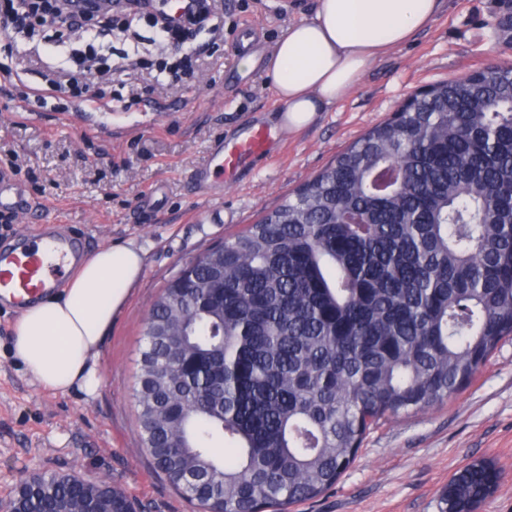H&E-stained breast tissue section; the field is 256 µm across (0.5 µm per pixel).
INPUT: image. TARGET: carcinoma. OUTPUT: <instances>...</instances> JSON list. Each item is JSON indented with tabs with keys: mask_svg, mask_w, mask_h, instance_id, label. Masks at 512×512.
I'll list each match as a JSON object with an SVG mask.
<instances>
[{
	"mask_svg": "<svg viewBox=\"0 0 512 512\" xmlns=\"http://www.w3.org/2000/svg\"><path fill=\"white\" fill-rule=\"evenodd\" d=\"M133 396L158 472L200 512L321 496L370 430L450 399L512 337V67L445 81L364 133L153 305ZM194 363L163 379L171 343ZM79 502L83 483L51 475ZM500 479L455 473L441 512ZM102 512L125 497L99 482Z\"/></svg>",
	"mask_w": 512,
	"mask_h": 512,
	"instance_id": "obj_1",
	"label": "carcinoma"
}]
</instances>
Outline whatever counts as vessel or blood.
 <instances>
[{
    "mask_svg": "<svg viewBox=\"0 0 512 512\" xmlns=\"http://www.w3.org/2000/svg\"><path fill=\"white\" fill-rule=\"evenodd\" d=\"M273 140L274 134L266 126L242 128L231 139L217 143L197 169L196 181L208 184L212 192L223 190L236 183L257 158L267 155ZM84 253L81 238L60 230L51 236L20 240L0 251V282L36 298L60 281L65 265L79 262Z\"/></svg>",
    "mask_w": 512,
    "mask_h": 512,
    "instance_id": "1",
    "label": "vessel or blood"
}]
</instances>
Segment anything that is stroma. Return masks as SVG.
<instances>
[{
	"instance_id": "stroma-1",
	"label": "stroma",
	"mask_w": 512,
	"mask_h": 512,
	"mask_svg": "<svg viewBox=\"0 0 512 512\" xmlns=\"http://www.w3.org/2000/svg\"><path fill=\"white\" fill-rule=\"evenodd\" d=\"M317 0H224L227 26L251 24L261 39L252 70L238 68L234 38L213 47L216 64L200 66L189 86L161 93L167 109L136 102L77 112L31 96L60 64L47 54L37 70L0 91V157L14 154L20 207L0 223V246L64 226L86 242L87 254L132 246L144 254L140 278L103 336L95 394L61 395L40 387L13 355L19 313L0 301V502L36 472L104 480L137 512H192L154 468L143 448L132 399L142 331L153 303L190 260L255 223L288 193L319 173L411 95L434 83L512 66V0H443L440 13L409 42L374 61L355 89L276 143L237 184L205 198L194 181L215 138L249 120L277 123L269 55L288 25L311 17ZM130 42L112 53L89 91L114 97L117 70ZM502 472L476 512H512V341L455 398L395 418L372 430L336 485L291 512H440L449 478L476 460Z\"/></svg>"
}]
</instances>
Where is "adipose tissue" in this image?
<instances>
[{"label": "adipose tissue", "mask_w": 512, "mask_h": 512, "mask_svg": "<svg viewBox=\"0 0 512 512\" xmlns=\"http://www.w3.org/2000/svg\"><path fill=\"white\" fill-rule=\"evenodd\" d=\"M441 6V0H317L313 17L288 27L269 62L282 126L310 125L358 85L374 60L434 20ZM143 265L139 249L101 248L61 291L25 307L12 350L40 386L61 394L96 392L102 337Z\"/></svg>", "instance_id": "obj_1"}]
</instances>
